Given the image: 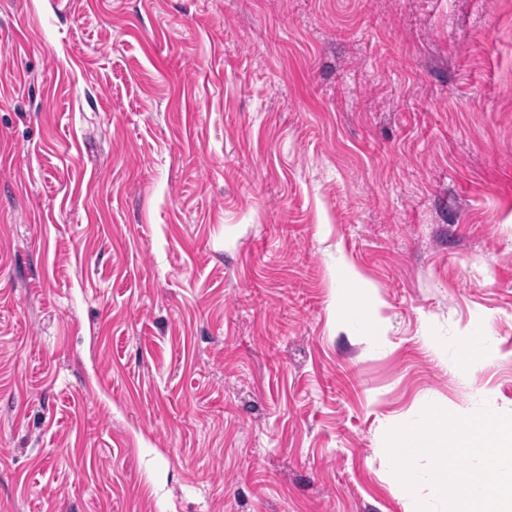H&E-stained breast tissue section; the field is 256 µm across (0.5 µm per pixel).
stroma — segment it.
<instances>
[{
    "label": "stroma",
    "mask_w": 512,
    "mask_h": 512,
    "mask_svg": "<svg viewBox=\"0 0 512 512\" xmlns=\"http://www.w3.org/2000/svg\"><path fill=\"white\" fill-rule=\"evenodd\" d=\"M437 401L512 413V0H0V512H416Z\"/></svg>",
    "instance_id": "35a3bbf8"
}]
</instances>
